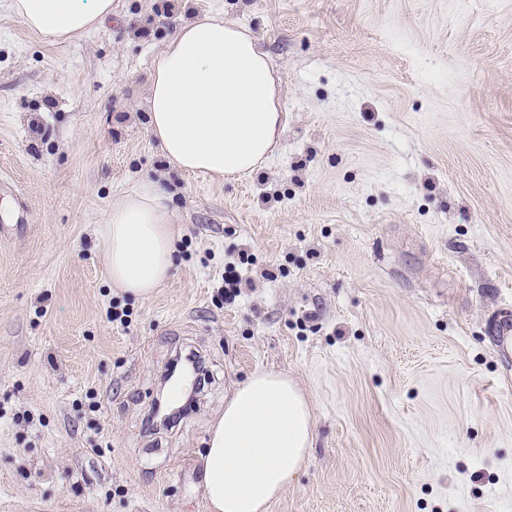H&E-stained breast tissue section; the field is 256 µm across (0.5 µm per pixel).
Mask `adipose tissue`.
<instances>
[{
  "instance_id": "obj_1",
  "label": "adipose tissue",
  "mask_w": 512,
  "mask_h": 512,
  "mask_svg": "<svg viewBox=\"0 0 512 512\" xmlns=\"http://www.w3.org/2000/svg\"><path fill=\"white\" fill-rule=\"evenodd\" d=\"M25 26L54 41L85 34L112 0H8ZM149 131L177 169L245 176L283 131L278 84L251 32L213 17L178 28L152 62ZM178 229L163 190L146 182L112 199L100 238L113 287L144 298L171 275ZM315 420L288 373L259 370L237 384L201 457L209 512H269L309 455Z\"/></svg>"
}]
</instances>
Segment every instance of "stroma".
<instances>
[{
	"mask_svg": "<svg viewBox=\"0 0 512 512\" xmlns=\"http://www.w3.org/2000/svg\"><path fill=\"white\" fill-rule=\"evenodd\" d=\"M209 15L251 30L287 114L230 182L148 132L154 55ZM146 179L181 235L143 300L97 226ZM1 224L0 512H208L209 424L258 369L315 418L270 512H512V0H113L62 43L0 2ZM190 347L208 379L152 428Z\"/></svg>",
	"mask_w": 512,
	"mask_h": 512,
	"instance_id": "stroma-1",
	"label": "stroma"
}]
</instances>
